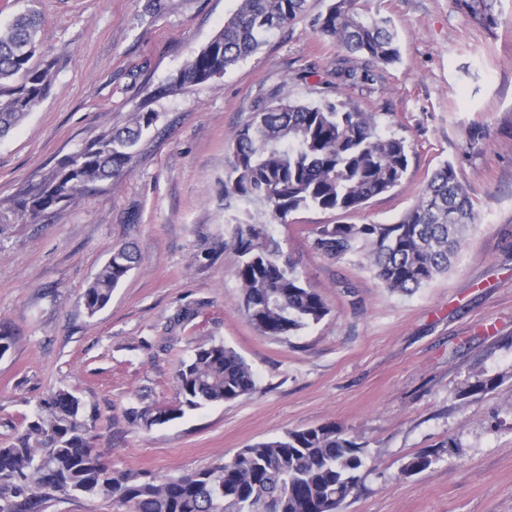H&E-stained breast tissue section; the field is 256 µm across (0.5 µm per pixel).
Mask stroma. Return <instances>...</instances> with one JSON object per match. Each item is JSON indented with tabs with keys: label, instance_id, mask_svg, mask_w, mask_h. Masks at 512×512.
<instances>
[{
	"label": "stroma",
	"instance_id": "1",
	"mask_svg": "<svg viewBox=\"0 0 512 512\" xmlns=\"http://www.w3.org/2000/svg\"><path fill=\"white\" fill-rule=\"evenodd\" d=\"M0 0V27L32 10L38 60L55 63L48 95L0 138V445L38 401L67 390L83 404L95 452L110 469L164 480L233 457L293 429L333 424L363 448L360 481L340 512H512V0L487 29L456 0H373L397 33L400 60L366 65L315 34L308 14L236 67L179 91L170 76L206 45L237 0ZM358 77L345 80L341 71ZM341 98L376 113L412 146L401 185L349 213L312 208L271 225L330 312L295 336L261 335L241 304L234 223L265 221L258 203L224 205L240 125L276 88ZM156 119L128 171L40 216L18 207L60 163L123 127ZM451 162L477 212L448 272L412 294L386 288L365 253L314 247L324 224H392L432 172ZM140 256L88 314L81 295L113 247ZM238 353L256 387L146 430L130 411L176 403L174 376L199 342ZM493 388L467 399L477 379ZM435 452L426 471L404 463ZM42 512H126L110 499L51 493Z\"/></svg>",
	"mask_w": 512,
	"mask_h": 512
}]
</instances>
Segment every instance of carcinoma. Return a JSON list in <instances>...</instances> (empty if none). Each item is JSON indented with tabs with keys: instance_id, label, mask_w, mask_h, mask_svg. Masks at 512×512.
Segmentation results:
<instances>
[{
	"instance_id": "cac0c4a2",
	"label": "carcinoma",
	"mask_w": 512,
	"mask_h": 512,
	"mask_svg": "<svg viewBox=\"0 0 512 512\" xmlns=\"http://www.w3.org/2000/svg\"><path fill=\"white\" fill-rule=\"evenodd\" d=\"M306 2L238 0L221 30L170 78L169 88L204 84L224 73L303 15ZM358 3L329 0L327 10L312 19L313 27L374 68L394 64L399 50L390 20ZM457 3L482 26L497 25V0ZM40 32L34 13L0 27V137L50 90L53 64L32 63ZM154 120L152 112L133 114L127 126L102 135L64 162L77 167L73 177L57 172L20 206L37 215L123 174ZM410 152L405 139L382 133L375 113L345 100L302 103L277 90L257 103L235 136L224 201L228 207L257 202L269 216L264 223L239 222L231 230L240 257L242 306L258 332L293 336L329 313L322 296L284 257L269 225L285 224L289 214L311 208H363L400 185ZM474 221V204L454 166L446 162L398 222L325 224L315 248L333 258L366 250L377 278L394 292L410 294L448 271L464 230ZM138 263L130 246L113 248L83 292L87 312L104 308L112 290ZM255 384L250 366L236 352L221 342H201L176 371L177 406L134 409L132 421L150 429L177 418L185 407L235 401L250 394ZM433 461L432 454H417L402 472L419 474ZM362 466V447L324 424L249 445L229 459L177 478L114 472L94 451L81 400L60 390L41 399L15 440L0 447V512H41V490L112 499L128 512H336V503L357 486Z\"/></svg>"
}]
</instances>
